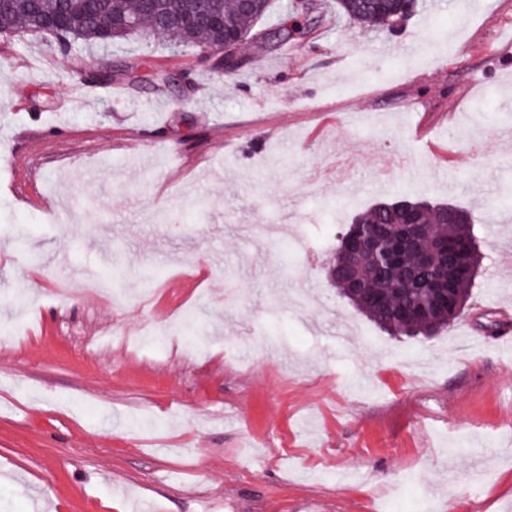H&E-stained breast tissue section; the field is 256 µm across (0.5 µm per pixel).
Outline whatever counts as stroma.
<instances>
[{
  "label": "stroma",
  "instance_id": "35a3bbf8",
  "mask_svg": "<svg viewBox=\"0 0 512 512\" xmlns=\"http://www.w3.org/2000/svg\"><path fill=\"white\" fill-rule=\"evenodd\" d=\"M287 2L233 82L130 38L112 96L70 78L96 46L0 36V512H512V229L475 227L481 344L394 338L328 277L393 194L512 214V0H419L391 31L308 0L286 42ZM414 99L447 168L410 137ZM290 236L308 254L282 258ZM74 269L109 294L58 295Z\"/></svg>",
  "mask_w": 512,
  "mask_h": 512
}]
</instances>
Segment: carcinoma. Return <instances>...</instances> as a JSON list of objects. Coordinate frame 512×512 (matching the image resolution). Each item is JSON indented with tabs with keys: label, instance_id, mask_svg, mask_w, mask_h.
<instances>
[{
	"label": "carcinoma",
	"instance_id": "carcinoma-1",
	"mask_svg": "<svg viewBox=\"0 0 512 512\" xmlns=\"http://www.w3.org/2000/svg\"><path fill=\"white\" fill-rule=\"evenodd\" d=\"M203 13H224L228 27L247 40L258 38L254 28L266 14L270 0H255L245 7L240 0H158L154 9H144L141 0H0V17L15 34L34 33L45 19L61 15L65 25L55 41L61 50L84 45L112 47L115 39L141 35L165 43L171 49L201 48L219 43L223 37L205 26L182 21L188 5ZM346 16L369 26L394 29L412 16L417 0L395 4L393 0H336ZM105 68L104 76L79 71L74 78L84 84L110 86L120 83ZM401 199L377 203L360 215L345 231H376L383 224L399 235L415 222L428 226V234L398 253L400 265L381 266L366 256L361 261L363 291L357 294L335 277L340 295L369 320L394 336L428 338L448 329L459 319L456 309L466 306L479 267L480 254L473 232V215L448 204L412 203L398 206Z\"/></svg>",
	"mask_w": 512,
	"mask_h": 512
}]
</instances>
